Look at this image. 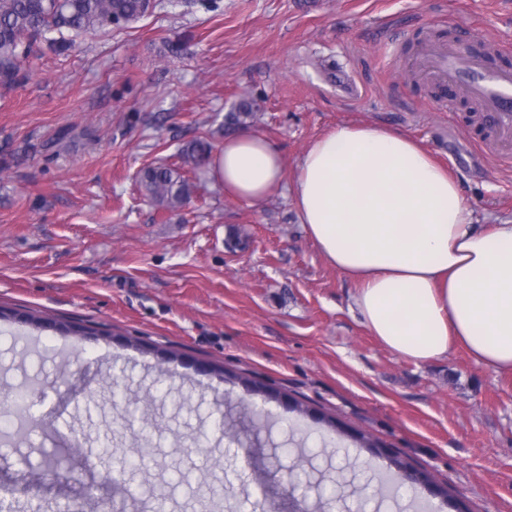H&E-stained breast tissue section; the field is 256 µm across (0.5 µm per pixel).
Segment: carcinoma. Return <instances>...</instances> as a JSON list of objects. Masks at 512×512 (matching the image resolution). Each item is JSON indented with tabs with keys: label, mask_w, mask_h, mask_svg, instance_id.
<instances>
[{
	"label": "carcinoma",
	"mask_w": 512,
	"mask_h": 512,
	"mask_svg": "<svg viewBox=\"0 0 512 512\" xmlns=\"http://www.w3.org/2000/svg\"><path fill=\"white\" fill-rule=\"evenodd\" d=\"M148 13V0H0V85L18 83L21 62L41 41L63 49L73 35L109 30ZM253 114V103L242 101L226 121L244 127ZM210 150L206 139L196 138L183 149L184 161L197 164ZM140 184L146 196L171 211L186 204L196 190L180 169L163 166L145 169Z\"/></svg>",
	"instance_id": "obj_1"
}]
</instances>
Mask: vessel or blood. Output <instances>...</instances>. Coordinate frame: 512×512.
<instances>
[{"mask_svg": "<svg viewBox=\"0 0 512 512\" xmlns=\"http://www.w3.org/2000/svg\"><path fill=\"white\" fill-rule=\"evenodd\" d=\"M420 65L436 81L453 84L476 104L489 142L512 140V70L488 68L483 55L454 43L426 45Z\"/></svg>", "mask_w": 512, "mask_h": 512, "instance_id": "b4317fda", "label": "vessel or blood"}]
</instances>
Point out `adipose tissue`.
Listing matches in <instances>:
<instances>
[{"mask_svg":"<svg viewBox=\"0 0 512 512\" xmlns=\"http://www.w3.org/2000/svg\"><path fill=\"white\" fill-rule=\"evenodd\" d=\"M211 174L250 204L287 188L318 252L354 283L353 309L390 351L426 362L460 346L512 373V224H474L457 180L409 135L336 127L288 183L279 148L242 130L225 137Z\"/></svg>","mask_w":512,"mask_h":512,"instance_id":"obj_1","label":"adipose tissue"}]
</instances>
